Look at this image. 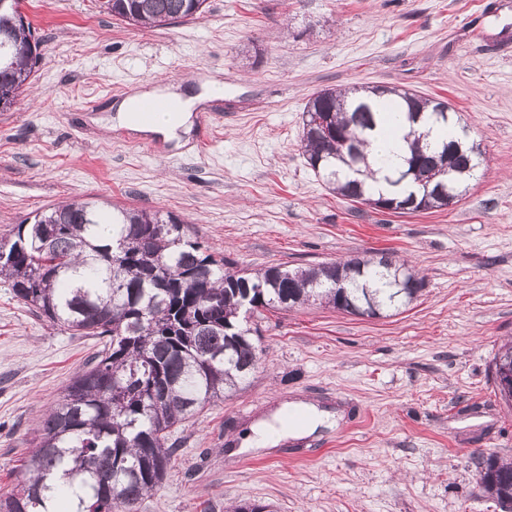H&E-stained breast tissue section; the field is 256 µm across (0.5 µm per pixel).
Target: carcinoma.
<instances>
[{"instance_id": "1", "label": "carcinoma", "mask_w": 512, "mask_h": 512, "mask_svg": "<svg viewBox=\"0 0 512 512\" xmlns=\"http://www.w3.org/2000/svg\"><path fill=\"white\" fill-rule=\"evenodd\" d=\"M206 0H104L112 16L133 26L163 27L203 11ZM20 0H0V90L18 97L38 65L40 40L24 21ZM371 93L400 99L411 123L430 107L448 120L445 105L403 90ZM346 89L313 95L302 122L308 165L333 192L355 202L380 199L365 147L376 110L348 100ZM322 111L341 141L314 133ZM405 169L393 181L416 185L420 197L436 185L418 175L443 162L449 140L422 144L411 129ZM482 164L475 144L450 157L449 178L462 186ZM111 226L112 238L99 236ZM123 240L125 259L112 261V241ZM172 214L108 210L94 202L50 207L31 224H17L0 242V281L51 325L104 342L40 421L22 480L0 494V512H136L162 482L175 456L177 425L249 380L262 361L253 333L240 327L243 294L255 314L320 301L350 312L365 304L377 313L413 302L423 280L386 256L354 264L322 263L292 272L270 266L254 274L226 268ZM346 293L336 292V275ZM480 486L500 504H512V462L489 455L479 462Z\"/></svg>"}]
</instances>
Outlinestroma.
I'll return each mask as SVG.
<instances>
[{"label": "stroma", "mask_w": 512, "mask_h": 512, "mask_svg": "<svg viewBox=\"0 0 512 512\" xmlns=\"http://www.w3.org/2000/svg\"><path fill=\"white\" fill-rule=\"evenodd\" d=\"M104 0H22L42 59L0 110V236L64 201L170 213L234 270H288L377 252L424 287L366 320L317 304L253 317L249 382L182 422L172 468L137 512H505L477 464L512 460V406L491 364L512 340V0H207L197 19L135 28ZM211 127L140 147L110 124L118 94L170 83ZM448 102L486 161L457 203L398 214L331 194L306 162L309 98L344 86ZM101 347L36 317L0 284V490L45 411ZM336 426L240 450L284 404Z\"/></svg>", "instance_id": "obj_1"}]
</instances>
